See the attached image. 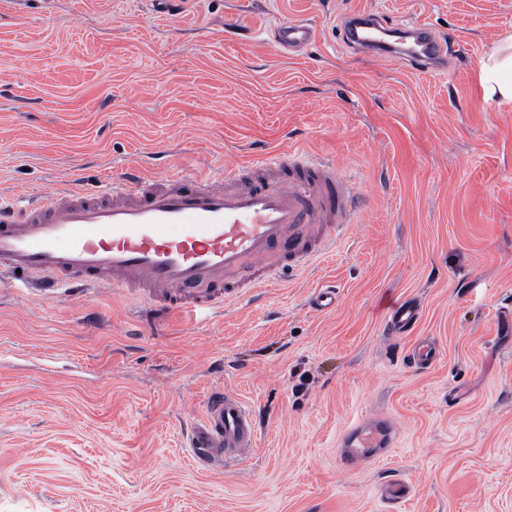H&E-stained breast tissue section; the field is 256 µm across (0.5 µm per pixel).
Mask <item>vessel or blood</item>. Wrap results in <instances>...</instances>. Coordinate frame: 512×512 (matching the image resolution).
<instances>
[{"instance_id":"obj_1","label":"vessel or blood","mask_w":512,"mask_h":512,"mask_svg":"<svg viewBox=\"0 0 512 512\" xmlns=\"http://www.w3.org/2000/svg\"><path fill=\"white\" fill-rule=\"evenodd\" d=\"M378 15L346 16L343 42L357 51L392 57L423 74L443 69V43L427 26L405 29L411 43L393 49ZM316 31L283 20L280 47L298 52ZM359 193L334 164L310 158L299 146L272 150L217 177L174 170L156 180L135 169L90 192L76 185L47 193L26 207L0 199V268L20 287L37 286L45 299L109 288L139 293L159 315L223 309L227 298L256 292L274 273L303 271L335 248L355 214ZM410 302L388 309L398 334L416 322ZM257 428L251 407L215 389L189 433L192 462L209 469L230 451L249 453ZM398 430L388 418L353 426L342 440L344 461L385 456Z\"/></svg>"}]
</instances>
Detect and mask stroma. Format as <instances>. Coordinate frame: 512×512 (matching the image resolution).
<instances>
[{
  "label": "stroma",
  "mask_w": 512,
  "mask_h": 512,
  "mask_svg": "<svg viewBox=\"0 0 512 512\" xmlns=\"http://www.w3.org/2000/svg\"><path fill=\"white\" fill-rule=\"evenodd\" d=\"M429 26L446 70L355 54L345 11ZM318 30L299 55L273 31ZM512 0H0V196L71 171L101 189L170 151L208 175L299 143L365 198L344 240L214 317H155L109 290L40 300L0 276V512H512V103L480 66ZM336 288L335 310L309 300ZM419 304L390 334L386 309ZM428 340L434 362L414 360ZM224 385L259 419L246 458L184 446ZM383 412L388 456L342 468ZM398 479L405 498L386 501Z\"/></svg>",
  "instance_id": "obj_1"
}]
</instances>
